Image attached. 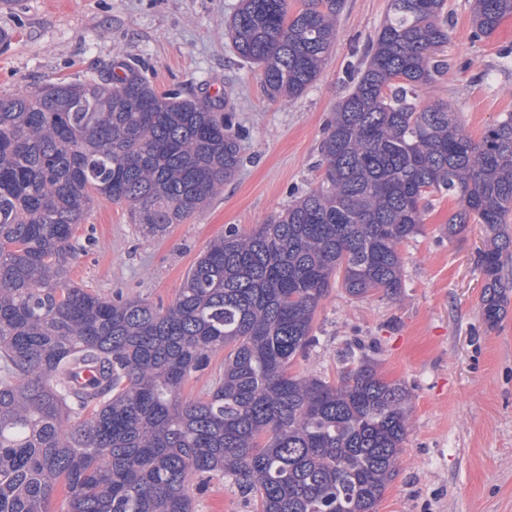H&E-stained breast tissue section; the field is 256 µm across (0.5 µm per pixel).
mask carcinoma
<instances>
[{"label": "carcinoma", "mask_w": 512, "mask_h": 512, "mask_svg": "<svg viewBox=\"0 0 512 512\" xmlns=\"http://www.w3.org/2000/svg\"><path fill=\"white\" fill-rule=\"evenodd\" d=\"M446 0H390L351 92L327 122L323 173L251 231L230 226L167 305L71 284L74 228L96 199L150 235L182 224L242 165L244 131L207 99L156 91L142 67L0 95V512H193L222 475L257 512H377L410 428L407 388L348 351L334 382L293 374L333 283L396 298L400 246L430 197L456 199L448 238L483 224L481 309L512 283V113L480 139L417 92L448 71ZM344 0H241L236 54L269 99L301 96L336 40ZM512 0H473L477 38ZM225 351L203 397L185 382Z\"/></svg>", "instance_id": "carcinoma-1"}]
</instances>
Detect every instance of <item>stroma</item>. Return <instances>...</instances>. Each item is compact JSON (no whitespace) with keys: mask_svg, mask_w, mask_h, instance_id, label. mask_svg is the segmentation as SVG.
<instances>
[{"mask_svg":"<svg viewBox=\"0 0 512 512\" xmlns=\"http://www.w3.org/2000/svg\"><path fill=\"white\" fill-rule=\"evenodd\" d=\"M240 0H0V95L60 78L107 73L114 61L144 59L161 93L228 105L248 131L244 162L223 191L161 236L139 233L126 205L98 199L74 235L86 249L71 264L73 284L103 297L123 292L171 302L207 247L235 225L250 231L315 187L325 123L350 92L382 24L388 0H345L323 72L288 103L269 101L262 69L235 54L228 26ZM471 0H447V73L420 100L455 107L480 138L512 112V16L475 37ZM432 197L421 232L401 247L405 288L394 299H363L333 286L313 321L319 338L293 372L335 380L345 346L357 347L411 393L410 430L399 472L378 512H512V306L489 327L480 297L482 225L444 233L456 212ZM195 512H254L227 479L212 477Z\"/></svg>","mask_w":512,"mask_h":512,"instance_id":"35a3bbf8","label":"stroma"}]
</instances>
